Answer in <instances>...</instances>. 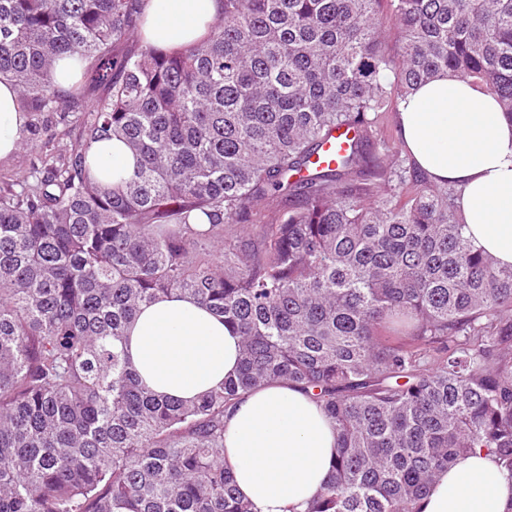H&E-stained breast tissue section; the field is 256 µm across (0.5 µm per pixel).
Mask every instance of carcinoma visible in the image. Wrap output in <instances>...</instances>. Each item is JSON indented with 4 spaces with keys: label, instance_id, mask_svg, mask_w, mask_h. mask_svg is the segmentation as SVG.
Returning <instances> with one entry per match:
<instances>
[{
    "label": "carcinoma",
    "instance_id": "carcinoma-1",
    "mask_svg": "<svg viewBox=\"0 0 512 512\" xmlns=\"http://www.w3.org/2000/svg\"><path fill=\"white\" fill-rule=\"evenodd\" d=\"M144 0H0V77L73 144L0 175V512H255L224 466V414L285 380L338 455L306 512H417L475 448L512 478V267L463 234L455 190L369 155L378 112L451 70L512 121V0H222L210 37L164 52ZM135 40V48L125 45ZM73 58L99 89L55 82ZM355 131L336 166L311 158ZM118 138L134 174L88 151ZM307 175H302L303 171ZM189 295L241 337L194 401L125 349L140 309ZM90 159L100 180L106 185L119 175L131 176L136 167L133 154L115 139L96 144L90 151Z\"/></svg>",
    "mask_w": 512,
    "mask_h": 512
}]
</instances>
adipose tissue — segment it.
I'll use <instances>...</instances> for the list:
<instances>
[{
	"label": "adipose tissue",
	"mask_w": 512,
	"mask_h": 512,
	"mask_svg": "<svg viewBox=\"0 0 512 512\" xmlns=\"http://www.w3.org/2000/svg\"><path fill=\"white\" fill-rule=\"evenodd\" d=\"M220 0H146L142 33L169 49L199 43ZM28 123L15 88L0 80V160L20 147ZM399 130L412 163L457 192L465 232L501 266H512V122L497 99L473 81L444 72L399 105ZM104 184L132 175L136 160L118 140L90 151ZM129 351L155 392L190 400L235 376L240 338L186 296L143 308L128 330ZM338 454L336 432L316 401L285 381L243 393L224 418V463L239 495L257 512H303ZM512 479L493 454L475 449L443 471L420 512H505Z\"/></svg>",
	"instance_id": "1"
}]
</instances>
